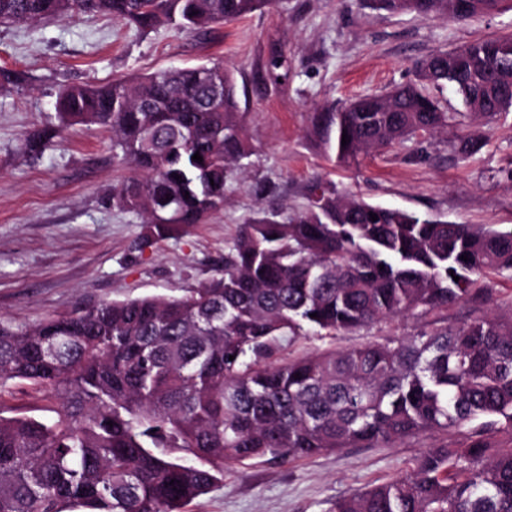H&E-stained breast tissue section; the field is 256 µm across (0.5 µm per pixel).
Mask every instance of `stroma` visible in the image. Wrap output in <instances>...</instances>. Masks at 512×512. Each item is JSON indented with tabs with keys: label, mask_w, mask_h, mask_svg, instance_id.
Returning a JSON list of instances; mask_svg holds the SVG:
<instances>
[{
	"label": "stroma",
	"mask_w": 512,
	"mask_h": 512,
	"mask_svg": "<svg viewBox=\"0 0 512 512\" xmlns=\"http://www.w3.org/2000/svg\"><path fill=\"white\" fill-rule=\"evenodd\" d=\"M510 31L511 11L453 22L391 14L367 0H282L201 37L172 28L141 34L86 14L0 23V70L22 76L0 96V317L26 325L82 304L188 295L223 270L244 220L262 206L287 214L303 206L317 175L374 203L459 224L512 226V112L463 160L437 133L341 168L311 133L313 113L414 80L415 62L432 51ZM276 58L283 67L272 68ZM216 62L237 78L248 170L228 183L223 210L180 236L144 243L140 217L113 210L119 174L103 130L75 125L41 156L21 151L26 135L55 124L63 85ZM486 285L491 301L449 306L441 325L512 311V277ZM421 325L397 317L334 339L302 338L286 351L298 357L321 346L347 349ZM459 440L426 433L287 462L248 460L226 468L223 481L185 512H332L338 499L408 470L430 445Z\"/></svg>",
	"instance_id": "obj_1"
}]
</instances>
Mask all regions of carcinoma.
<instances>
[{
    "label": "carcinoma",
    "mask_w": 512,
    "mask_h": 512,
    "mask_svg": "<svg viewBox=\"0 0 512 512\" xmlns=\"http://www.w3.org/2000/svg\"><path fill=\"white\" fill-rule=\"evenodd\" d=\"M273 2L0 0V23L94 14L143 34L198 35ZM370 2L453 21L512 11V0H468L462 14L448 0ZM415 70V82L314 114L313 134L338 164L448 130L466 157L512 111V34L434 51ZM445 84L473 128H457L459 113L425 91ZM74 125L112 134L114 167L132 172L113 186L112 208L139 215L146 241L222 209L250 156L235 73L216 63L65 85L57 124L21 150L38 156ZM306 199L293 214L257 210L224 270L186 297L82 305L31 325L0 319V399L25 382L55 401L49 421L0 412V512H181L226 466L448 430L465 440L426 449L334 512H512V312L268 363L285 338H334L475 299L477 279L512 274V228L373 204L321 177Z\"/></svg>",
    "instance_id": "carcinoma-1"
}]
</instances>
